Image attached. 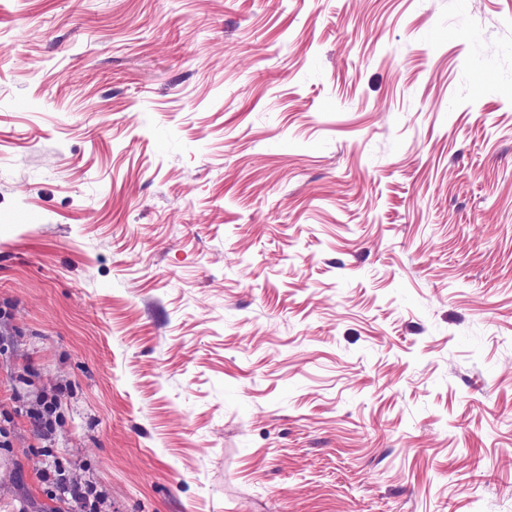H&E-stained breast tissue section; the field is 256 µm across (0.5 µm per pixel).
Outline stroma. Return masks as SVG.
Returning a JSON list of instances; mask_svg holds the SVG:
<instances>
[{
    "instance_id": "1",
    "label": "stroma",
    "mask_w": 512,
    "mask_h": 512,
    "mask_svg": "<svg viewBox=\"0 0 512 512\" xmlns=\"http://www.w3.org/2000/svg\"><path fill=\"white\" fill-rule=\"evenodd\" d=\"M74 484L512 512V0H0V512Z\"/></svg>"
}]
</instances>
